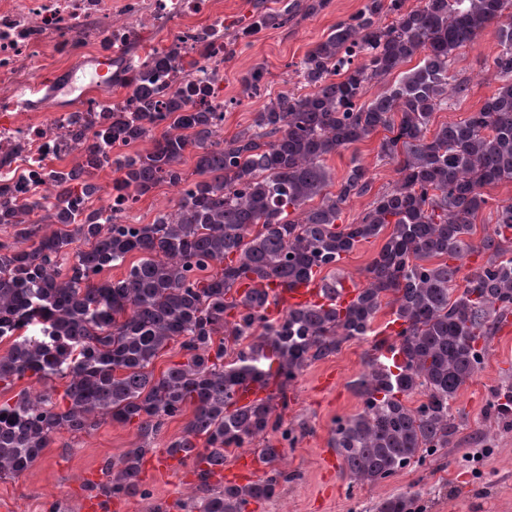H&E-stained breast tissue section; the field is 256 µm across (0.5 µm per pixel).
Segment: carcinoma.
I'll list each match as a JSON object with an SVG mask.
<instances>
[{
	"label": "carcinoma",
	"instance_id": "obj_1",
	"mask_svg": "<svg viewBox=\"0 0 512 512\" xmlns=\"http://www.w3.org/2000/svg\"><path fill=\"white\" fill-rule=\"evenodd\" d=\"M330 0H287L261 8L243 35L314 15ZM363 0L296 63L308 92L276 94L244 75V90L262 93L249 127L217 138L216 112L192 111L191 83L163 100L149 86L132 89L133 115L112 120L106 140L122 150L112 161V189L148 195L158 184L185 185L175 204L149 224H113L93 206L103 186L92 178L104 166L100 148L84 149L78 169L52 171L55 192L46 206H0V224H20L24 249L0 243V386L25 378L65 380L61 403L52 394L22 391L0 402V479L14 477L42 455L62 431L81 433L102 418L137 423L141 443L108 462L106 497H149L142 461L164 423L192 408L184 434L167 448H195L201 460L222 464L232 450L269 432L293 445L296 429L273 415L288 408L291 383L314 361L349 339L375 332L382 305L400 328L359 381L363 407L338 417L332 444L353 484H376L412 464L424 465L447 448L460 425L454 403L481 370L488 339L512 314V201L496 205L495 229L475 239L488 204L484 188L512 182V0ZM499 50L489 65L495 93L464 120L428 134L433 112L448 93L466 96L451 62L490 25ZM420 62L400 66L413 56ZM394 81H389L390 76ZM387 85L370 101V86ZM170 121L151 151L127 148ZM388 132L378 157L398 179L377 195L356 224H337L343 207L368 194V170L357 160L335 192L327 156ZM198 178L187 181L186 151ZM392 232L366 269L355 301L338 310L341 281L321 278L332 303L288 309L269 318L267 297L239 294L270 279L290 286L334 268L355 246ZM126 276L102 280L123 264ZM485 255L457 283L461 262ZM70 263L61 275L59 261ZM186 361L155 377L151 366L172 342ZM250 383L274 387L243 406ZM419 396L416 405L409 404ZM495 419L512 428V383L492 391ZM266 471L245 487L216 486L198 472L187 512H247L295 479L281 466L283 450L256 449ZM404 496L376 512H406Z\"/></svg>",
	"mask_w": 512,
	"mask_h": 512
}]
</instances>
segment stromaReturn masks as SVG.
I'll return each instance as SVG.
<instances>
[{
  "label": "stroma",
  "mask_w": 512,
  "mask_h": 512,
  "mask_svg": "<svg viewBox=\"0 0 512 512\" xmlns=\"http://www.w3.org/2000/svg\"><path fill=\"white\" fill-rule=\"evenodd\" d=\"M360 6L361 0H330L318 14L254 35L224 69L225 95L240 96L241 75L259 63L273 91L303 93L292 62ZM497 50L492 26L473 45L460 50L451 72L466 79L469 92L462 100L449 97L447 109L433 112L430 128L465 119L494 93L496 85L488 78L487 64ZM378 143L374 136L329 156L327 165L334 179H341L356 159L367 168L373 193L389 190L398 175L394 165L378 160ZM383 243L380 237L360 243L337 263V276L364 286L365 270ZM372 345L369 339L344 342L336 354L312 362L295 380L284 413L285 421L298 431V440L287 449L284 460L294 479L282 487L276 500L251 504L248 512H375L380 499L398 494L409 497L410 512H512V429L498 427L489 416L492 390L512 383V318L491 336L483 369L455 403L460 422L456 445L435 461L408 467L385 482L353 486L341 467H325L322 452L329 445L334 419L362 408L353 383L367 372ZM138 442L136 424H118L108 418L80 434H57L25 472L0 479V512H48L53 505L58 512H80L88 474ZM143 485L149 498H125V512H150L156 503L169 507L188 501L197 482L176 471L158 480L144 476Z\"/></svg>",
  "instance_id": "obj_1"
}]
</instances>
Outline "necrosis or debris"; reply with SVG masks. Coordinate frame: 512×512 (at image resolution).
Listing matches in <instances>:
<instances>
[{
	"mask_svg": "<svg viewBox=\"0 0 512 512\" xmlns=\"http://www.w3.org/2000/svg\"><path fill=\"white\" fill-rule=\"evenodd\" d=\"M232 51L216 0H0V202L51 196L54 161H77L88 144L103 142L112 112L133 105L130 85L171 93L194 82L205 88L194 106L223 111ZM84 54L99 61L85 73L99 95L80 97L72 109L57 106L35 67ZM172 54L196 59L197 68L148 64Z\"/></svg>",
	"mask_w": 512,
	"mask_h": 512,
	"instance_id": "obj_1",
	"label": "necrosis or debris"
}]
</instances>
